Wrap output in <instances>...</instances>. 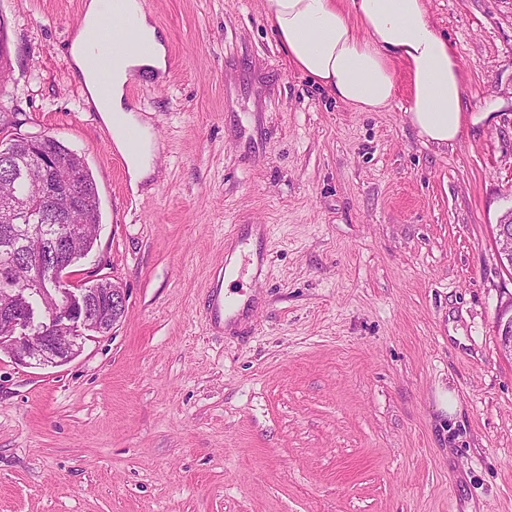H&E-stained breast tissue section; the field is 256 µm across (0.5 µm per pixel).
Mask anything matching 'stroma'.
I'll list each match as a JSON object with an SVG mask.
<instances>
[{"label": "stroma", "mask_w": 512, "mask_h": 512, "mask_svg": "<svg viewBox=\"0 0 512 512\" xmlns=\"http://www.w3.org/2000/svg\"><path fill=\"white\" fill-rule=\"evenodd\" d=\"M84 2L0 0V141L85 160L101 224L72 279L126 310L66 364L0 352V512H512V0H426L464 75L443 146L404 67L360 112L292 66L262 0H150L170 73L127 100L161 145L137 194L71 70ZM257 224L260 274L214 332L211 277ZM496 244L499 260L502 265L507 263L510 268L512 267V220L511 223H506L500 219L496 225Z\"/></svg>", "instance_id": "35a3bbf8"}]
</instances>
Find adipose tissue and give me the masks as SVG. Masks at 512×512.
<instances>
[{
  "label": "adipose tissue",
  "mask_w": 512,
  "mask_h": 512,
  "mask_svg": "<svg viewBox=\"0 0 512 512\" xmlns=\"http://www.w3.org/2000/svg\"><path fill=\"white\" fill-rule=\"evenodd\" d=\"M275 33L294 66L337 100L360 112H382L395 99L394 62L409 71L407 111L418 135L445 145L461 135L464 85L454 49L429 22L425 0H264ZM132 22L144 48L114 52L108 81L88 64L89 38L108 15ZM71 66L87 105L98 112L123 157L132 188L154 172L160 150L150 121L128 109L126 85L133 74L159 80L167 50L139 0H87L83 23L69 48Z\"/></svg>",
  "instance_id": "1"
}]
</instances>
